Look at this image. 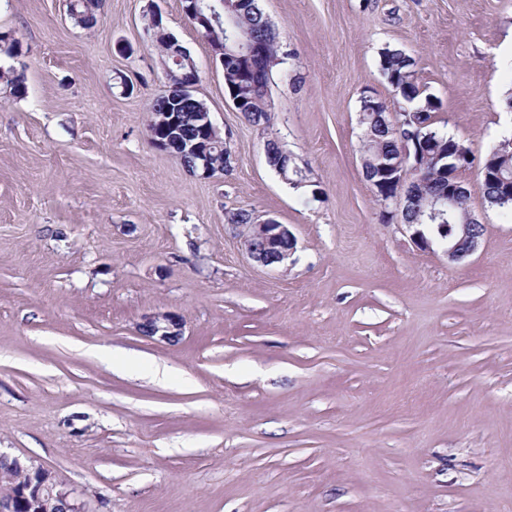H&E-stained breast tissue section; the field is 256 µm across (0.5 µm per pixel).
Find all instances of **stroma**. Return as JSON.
Returning a JSON list of instances; mask_svg holds the SVG:
<instances>
[{"mask_svg":"<svg viewBox=\"0 0 512 512\" xmlns=\"http://www.w3.org/2000/svg\"><path fill=\"white\" fill-rule=\"evenodd\" d=\"M285 65L249 124L182 0H0V451L49 467L84 512H512V216L461 174L485 226L449 264L363 176L360 99L396 112L379 54L413 55L475 155L512 134V0H260ZM158 10L230 148L203 179L155 147ZM127 78L133 92H124ZM278 138L307 176L264 155ZM244 208L288 225L251 261ZM171 311L179 342L141 335ZM248 210L229 212L225 218L242 250L253 261L266 267L285 265L295 253L297 240L288 225L273 218H262L252 213L251 223L246 219Z\"/></svg>","mask_w":512,"mask_h":512,"instance_id":"stroma-1","label":"stroma"}]
</instances>
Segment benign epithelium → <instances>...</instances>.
<instances>
[{"label": "benign epithelium", "mask_w": 512, "mask_h": 512, "mask_svg": "<svg viewBox=\"0 0 512 512\" xmlns=\"http://www.w3.org/2000/svg\"><path fill=\"white\" fill-rule=\"evenodd\" d=\"M183 11L206 34L214 31L223 21L220 10L209 0H183ZM231 45L232 51L225 50L214 56V60L222 64L224 56L230 54L251 63L264 56V50L243 34L234 37ZM168 46V55L178 63L177 69H167L169 84L190 96L199 82L195 63L187 49L175 39H170ZM195 118L205 134V137L195 142L188 136L174 145L161 139V135L177 122L176 115L169 111L153 113L148 132L154 144L173 152L180 159L187 157L197 162L192 172L209 178L214 175V126L208 110L204 107L196 110ZM392 119L393 130L399 137L400 155L393 160L382 161L379 169L380 174L391 178V183L396 185L395 195L383 200V205L387 207L393 204L398 208L408 205L412 189L425 184L426 171L423 169L422 159L409 158L408 148L409 142L422 136L423 123L417 121L412 112H398ZM477 227V219L471 214L465 215L463 223L456 225L455 236L447 239L444 248L448 263L458 264L478 250L482 236L476 235ZM231 229L247 256L262 266H282L296 251L297 240L288 225L273 218H262L254 214L251 216V223L233 224ZM138 330L149 338L167 343L175 342L182 336L183 320L172 312L152 313L139 323ZM19 465L24 476L22 485L16 491L0 496V512H55L60 501L67 503L69 512H81L75 490L61 483L50 468L27 457L22 458Z\"/></svg>", "instance_id": "7a95c632"}]
</instances>
